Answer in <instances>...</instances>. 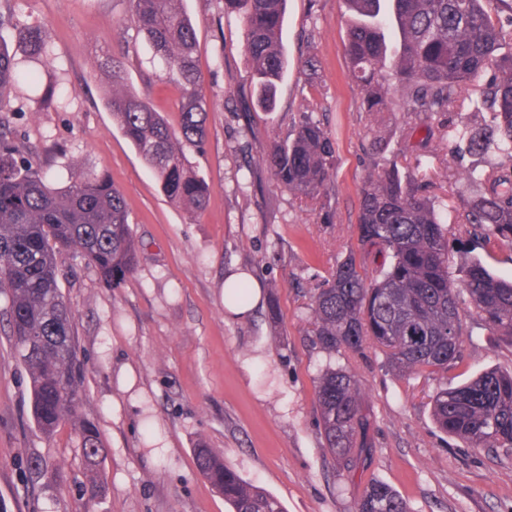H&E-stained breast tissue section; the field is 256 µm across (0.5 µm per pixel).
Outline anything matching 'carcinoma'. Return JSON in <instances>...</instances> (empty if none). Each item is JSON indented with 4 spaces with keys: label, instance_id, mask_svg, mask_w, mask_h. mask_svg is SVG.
I'll return each instance as SVG.
<instances>
[{
    "label": "carcinoma",
    "instance_id": "carcinoma-1",
    "mask_svg": "<svg viewBox=\"0 0 512 512\" xmlns=\"http://www.w3.org/2000/svg\"><path fill=\"white\" fill-rule=\"evenodd\" d=\"M131 23L163 68L182 88L178 123L171 124L146 99L123 84L112 67L108 107L122 134L157 176L165 197L192 216L206 207L209 187L185 149L206 143L208 104L196 80V30L178 0H129ZM349 76L368 112H390L401 97L409 112L448 115V149L472 158L460 174L470 193L457 223L470 237L512 244V4L502 19L492 0H344ZM242 14L244 51L252 92L249 103L266 112L288 69L283 45L286 0H224ZM489 83H483L487 71ZM14 62L0 41V294L9 301L7 327L28 371L32 416L47 435L77 416L79 365L73 315L59 286L57 257L68 252L119 288L138 266L123 193L104 173L75 164L66 182L46 179L39 152L12 128L5 94L15 82ZM474 113L463 128L454 117ZM335 142L321 123L300 116L292 134L272 140L258 161L281 188L301 200L326 193ZM359 243L389 265L368 272L354 254L336 265L312 296L310 335L328 355L381 349L400 373L444 371L460 356L463 339L458 297L465 293L490 332L512 341V281L492 274L479 257L450 276L453 247L436 200L413 172L377 158L361 191ZM320 434L348 471L366 445V396L354 375L332 365L315 387ZM438 427L476 448H512V373L490 370L432 399ZM83 460L93 476L90 497L104 489V448L94 425L79 427ZM198 470L224 496L231 512H284L273 495L245 480L214 448L193 449ZM355 512H408L388 484L368 482Z\"/></svg>",
    "mask_w": 512,
    "mask_h": 512
}]
</instances>
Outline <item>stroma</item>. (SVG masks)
Returning a JSON list of instances; mask_svg holds the SVG:
<instances>
[{
    "label": "stroma",
    "instance_id": "35a3bbf8",
    "mask_svg": "<svg viewBox=\"0 0 512 512\" xmlns=\"http://www.w3.org/2000/svg\"><path fill=\"white\" fill-rule=\"evenodd\" d=\"M180 7L196 28L209 104L207 143L186 151L210 186L197 219L163 195L105 104L117 60L126 88L178 121L181 88L131 25L128 0H0L14 16L0 40L16 62L9 99L19 138L40 152L52 181L70 162L107 174L125 196L140 245L136 273L118 288L70 255L59 259L82 376L78 419L53 436L31 419L26 370L0 330V512H229L195 466L200 444L223 453L285 512H354L372 479L397 490L409 512H512V450L469 447L430 412L440 389L489 369L512 372V343L490 333L468 296L459 298L461 356L444 374H396L372 345L329 357L308 334L313 288L346 256L367 260L360 196L377 148L409 170L447 177L438 207L462 210L455 175L464 158L426 139L445 131L447 115L365 111L348 76L344 0H288L278 108L242 112L249 84L239 14L224 0ZM28 25L41 29V54L19 34ZM309 57L317 65L312 83L302 71ZM304 112L336 141L333 182L314 205L277 187L268 171L248 174ZM237 270L251 272L263 291L241 317L224 307V278ZM329 364L352 373L366 393L369 447L351 473L319 431L315 385ZM82 421L97 427L105 448V489L87 503L78 494L88 480ZM35 459L42 475L30 472Z\"/></svg>",
    "mask_w": 512,
    "mask_h": 512
}]
</instances>
